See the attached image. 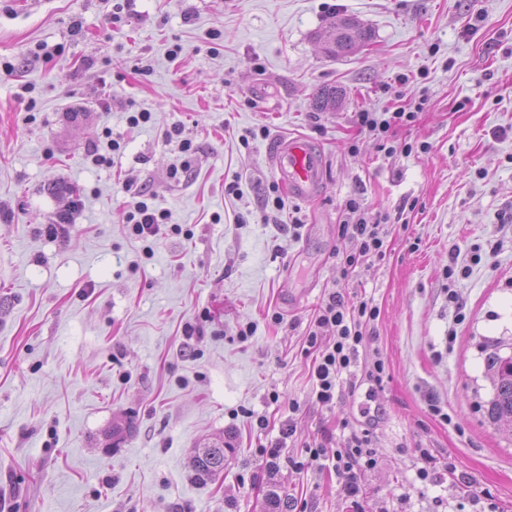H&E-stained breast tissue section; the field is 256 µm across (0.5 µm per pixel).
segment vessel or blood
I'll list each match as a JSON object with an SVG mask.
<instances>
[{"instance_id": "obj_1", "label": "vessel or blood", "mask_w": 512, "mask_h": 512, "mask_svg": "<svg viewBox=\"0 0 512 512\" xmlns=\"http://www.w3.org/2000/svg\"><path fill=\"white\" fill-rule=\"evenodd\" d=\"M272 162L292 197L308 200L319 191L325 162L310 140L292 138L281 143L272 155Z\"/></svg>"}]
</instances>
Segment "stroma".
Here are the masks:
<instances>
[{"label":"stroma","mask_w":512,"mask_h":512,"mask_svg":"<svg viewBox=\"0 0 512 512\" xmlns=\"http://www.w3.org/2000/svg\"><path fill=\"white\" fill-rule=\"evenodd\" d=\"M334 15L369 27L366 46L326 56ZM42 44L61 51L35 57ZM1 62L0 512H273L277 495L293 512H512V430L485 416L480 350L512 344V0H0ZM324 86L344 92L335 111L314 108ZM418 100L394 137L411 155L354 123ZM140 110L150 122L129 127ZM175 123L196 148L176 179ZM296 136L325 183L265 214L271 150ZM112 138L111 166L94 165ZM139 191L179 226L149 255L125 219ZM352 196L389 221L384 260L348 273ZM453 261L469 276L449 279ZM336 289L379 310L359 360L385 363L374 420L363 386L341 381L325 406L309 375ZM117 420L131 431L115 445ZM287 420L297 433L269 466L260 446ZM343 421L377 461L355 508L343 476L288 464ZM217 436L233 451L198 481L194 451ZM422 448L455 472L419 480Z\"/></svg>","instance_id":"1"}]
</instances>
